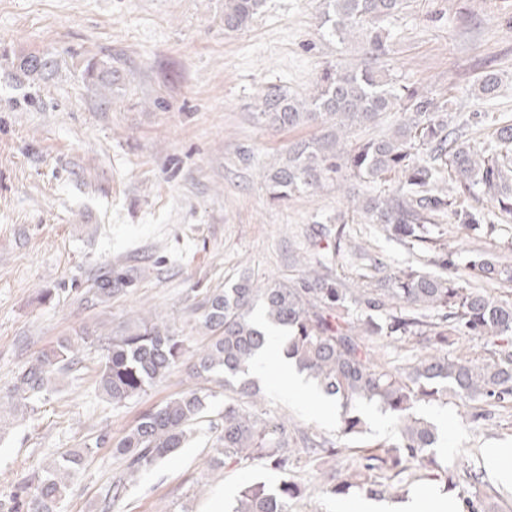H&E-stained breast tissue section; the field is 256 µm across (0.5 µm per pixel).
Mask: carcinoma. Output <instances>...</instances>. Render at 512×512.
I'll list each match as a JSON object with an SVG mask.
<instances>
[{"label": "carcinoma", "mask_w": 512, "mask_h": 512, "mask_svg": "<svg viewBox=\"0 0 512 512\" xmlns=\"http://www.w3.org/2000/svg\"><path fill=\"white\" fill-rule=\"evenodd\" d=\"M406 0H323L321 27L340 42L362 48L359 64L329 67L317 78L314 91L300 96L281 85L266 87L258 103V121L280 129H296L318 119L336 118V127L288 146L286 158L271 167L266 178L274 198L315 190L350 171L359 178L399 181L391 195L352 199L354 211L367 223L380 224L391 239L407 245L430 240L436 221L451 214L464 229L491 220L496 212L512 214V124L500 126L476 150L449 127L448 102H438L416 87L398 86L382 75L378 60L389 53L391 34L382 26L399 13ZM264 0H224V30L245 28ZM47 55L20 59L19 70L29 79H43L54 69ZM85 78L112 91L119 69L106 60L87 62ZM388 112L399 123L373 137L348 144L356 127L376 125ZM451 178L469 191L482 188L491 210L473 212L458 196L438 193V183ZM440 265L454 270L439 275L409 266L392 276L372 280L365 288L344 283L307 268L299 284L258 285L242 277L228 288L206 293L195 309L196 325L210 336L207 344L190 350L160 315L139 317L113 334L96 337L103 356L95 391L114 407H122L188 365L194 388L143 411L115 445L126 468L106 490L104 508L120 499L127 484L186 446L208 410L209 385L224 388L222 428L211 445L212 469L244 465L252 460L277 474L274 487L262 481L244 486L231 512H292L305 487L295 480L300 460L313 463L341 452L313 432L290 440L288 419L270 417L257 409L259 390L244 378L268 347L267 332L252 317L261 305L264 321L288 331L283 347L299 371L317 381L323 393L342 409L339 437L363 433L357 408L375 404L393 418L397 440L381 453L364 451L361 472H341L321 481L323 492L345 494L356 485L370 496L399 491L419 480L444 481L459 489L465 512H492L483 499L463 490L479 480L467 467H440L435 448L437 428L420 414L424 404L497 406L512 400V300L488 291L490 285L512 286L508 257L475 249L464 265L443 255ZM129 272L109 269L92 283L91 300L106 304L133 286ZM476 336L481 351L452 354L453 337ZM411 339L420 353L401 364L381 363L374 341ZM89 337L64 338L40 352L15 374L0 395V431L18 416L35 410L55 390L59 376L82 363L81 346ZM90 446L68 449L33 478H27L0 512H58L73 477L83 468Z\"/></svg>", "instance_id": "1"}]
</instances>
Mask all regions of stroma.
Here are the masks:
<instances>
[{
	"label": "stroma",
	"instance_id": "35a3bbf8",
	"mask_svg": "<svg viewBox=\"0 0 512 512\" xmlns=\"http://www.w3.org/2000/svg\"><path fill=\"white\" fill-rule=\"evenodd\" d=\"M322 10V0H266L247 27L228 33L224 0H0V390L58 340L107 335L148 310L200 346L195 307L207 291L244 276L296 283L321 261L334 277L354 278L353 257L325 238L329 219L340 214L350 218L345 241L365 247V264L384 275L439 258L434 244L411 250L379 225L352 218L349 189L389 193L396 181L364 182L344 171L338 185L271 197L269 168L290 142L318 136L328 123L288 131L258 122L263 89L280 84L304 95L326 66L357 61L353 43L323 33ZM386 26L392 45L380 66L388 78L447 102L471 146L481 147L495 125L512 124V0H407ZM29 54L55 60L49 80L18 77V60ZM94 57L116 59L124 77L105 99L82 77ZM489 72L500 88L486 100L478 84ZM473 112L493 113L495 121L467 124ZM442 224L449 251L478 244L512 253V215L475 230L447 217ZM111 267L133 270L134 287L87 304L94 278ZM46 290L51 298H43ZM101 355L91 345L50 402L0 434V500L64 450L104 431L120 439L142 411L194 384L182 368L116 409L95 392ZM252 378L268 415L336 436L338 423L283 395L269 372ZM223 403L213 398L197 438L130 484L112 512H210L217 501L232 505L244 483L275 484L259 461L215 472L205 465ZM423 412L448 422L439 463L480 473L470 495L498 487L484 451L512 448V403L475 422L452 402ZM358 457L345 449L299 469L307 495L293 512H335L320 474L351 472ZM119 470L111 448L95 449L60 512H102Z\"/></svg>",
	"mask_w": 512,
	"mask_h": 512
}]
</instances>
